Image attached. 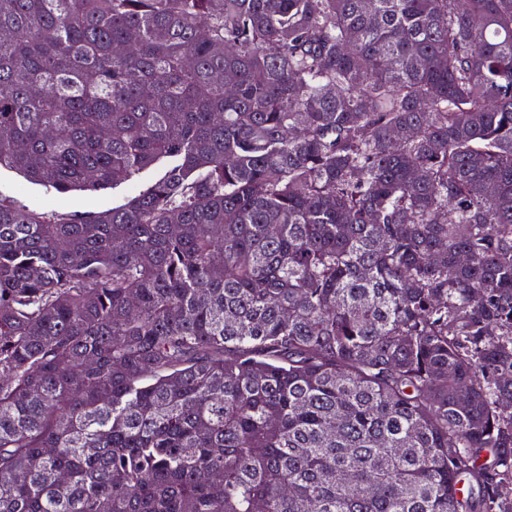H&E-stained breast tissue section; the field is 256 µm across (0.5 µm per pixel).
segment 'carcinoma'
I'll use <instances>...</instances> for the list:
<instances>
[{
  "instance_id": "carcinoma-1",
  "label": "carcinoma",
  "mask_w": 512,
  "mask_h": 512,
  "mask_svg": "<svg viewBox=\"0 0 512 512\" xmlns=\"http://www.w3.org/2000/svg\"><path fill=\"white\" fill-rule=\"evenodd\" d=\"M1 32L0 512H512V0ZM162 172L163 168L149 169L142 172L132 183L115 189L57 193L47 191L42 185L27 182L14 170L1 168L0 196L41 211L84 217L125 204L130 196L155 182Z\"/></svg>"
}]
</instances>
